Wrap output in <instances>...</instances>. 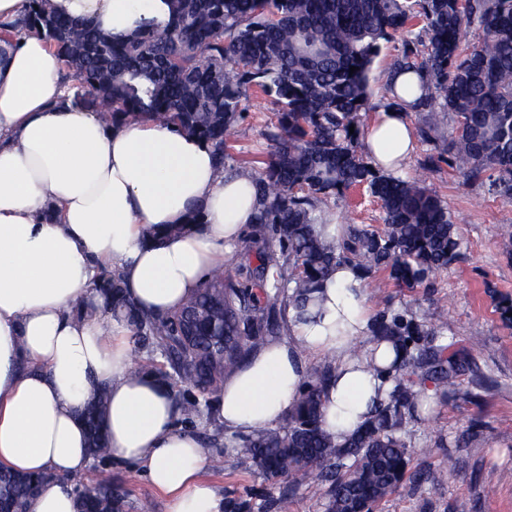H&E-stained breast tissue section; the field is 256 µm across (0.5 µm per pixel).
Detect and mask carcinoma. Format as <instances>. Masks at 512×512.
<instances>
[{"label": "carcinoma", "mask_w": 512, "mask_h": 512, "mask_svg": "<svg viewBox=\"0 0 512 512\" xmlns=\"http://www.w3.org/2000/svg\"><path fill=\"white\" fill-rule=\"evenodd\" d=\"M164 18L143 21L114 37L88 18L57 13L51 0H27L23 15L0 23V40L42 36L88 102L111 127L151 118L194 135L213 149L215 173L231 168L230 139L244 119L250 89L271 105L273 150L252 173L258 196L254 223L265 234L247 249L257 265L216 271L173 312L152 315L128 297L119 272L103 270L90 288L105 312L125 324L147 357L140 372L163 383L184 423L220 427L215 394L224 377L267 337L299 318L340 265L363 279L384 271L400 288H416L460 255L461 240L447 204L414 178L377 171L358 152L360 114L368 104L369 72L380 41L419 17L428 43L405 42L391 75L422 76L412 107L449 112L446 137L431 143L425 165L440 162L512 201V0H166ZM483 42L465 53L467 29ZM357 70L350 71L351 67ZM354 133H349V126ZM365 187L381 202L384 229L349 224L328 233L334 213L320 207ZM149 231V239L201 224ZM447 322L426 320L405 304L375 317L370 329L393 345V381L368 420L340 440L324 428L322 396L333 366L313 372L298 404L273 428L241 439L240 452L267 478L293 490L310 474L330 482L326 512H358L392 495L409 460L408 425L419 417L427 381L452 389L466 362L441 343ZM108 389L97 388L82 412L95 463L112 455L102 416ZM48 481L43 474L0 468V504L26 512ZM79 512H125L110 483L74 487Z\"/></svg>", "instance_id": "cac0c4a2"}]
</instances>
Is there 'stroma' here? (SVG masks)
<instances>
[{"instance_id": "obj_1", "label": "stroma", "mask_w": 512, "mask_h": 512, "mask_svg": "<svg viewBox=\"0 0 512 512\" xmlns=\"http://www.w3.org/2000/svg\"><path fill=\"white\" fill-rule=\"evenodd\" d=\"M424 37L417 20L382 43L370 73L363 124L388 103L386 77L394 56L404 42ZM245 106L233 154L257 170L271 149L266 138L270 114L250 99ZM428 151L425 142H417L400 175L420 179L447 203L462 241L461 256L417 288L396 287L384 272L366 280L365 288L373 313L416 303L427 318L446 317L443 334L468 369L453 390L426 384L420 418L409 426L407 473L398 491L374 512H512V321L504 320L500 310L502 300L512 299V202L464 182L448 164L422 169ZM474 336L481 348L470 347ZM192 431L210 454L220 455L221 466L208 467L206 475L226 498L256 504L271 499V512H325L326 485L318 478L297 493L285 492L284 482L266 479L241 455L238 437L203 423ZM439 470L443 480L432 481ZM79 481L112 483L125 493L127 512H139L145 502L150 512H166L164 496L133 466L96 464Z\"/></svg>"}]
</instances>
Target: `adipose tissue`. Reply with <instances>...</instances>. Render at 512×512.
<instances>
[{"label": "adipose tissue", "mask_w": 512, "mask_h": 512, "mask_svg": "<svg viewBox=\"0 0 512 512\" xmlns=\"http://www.w3.org/2000/svg\"><path fill=\"white\" fill-rule=\"evenodd\" d=\"M57 12L92 19L123 35L163 15L164 0H52ZM62 62L45 40L0 41V467L53 474L27 512H76L71 480L91 458L77 412L108 387L105 426L112 458L144 475L167 512H224L208 481L206 448L175 425L166 387L132 367L128 329L76 317L101 269L119 271L141 310L167 314L224 266L257 208L246 173L216 177L207 142L142 119L107 127L76 108ZM374 166L394 172L414 150L406 107L381 108L366 130ZM204 224L162 243L146 232ZM314 320L292 322L224 379L219 414L227 434L247 437L284 419L305 381L306 354L335 370L324 394V425L349 436L391 387L389 343L352 352L373 312L362 280L337 267L317 293Z\"/></svg>", "instance_id": "obj_1"}]
</instances>
